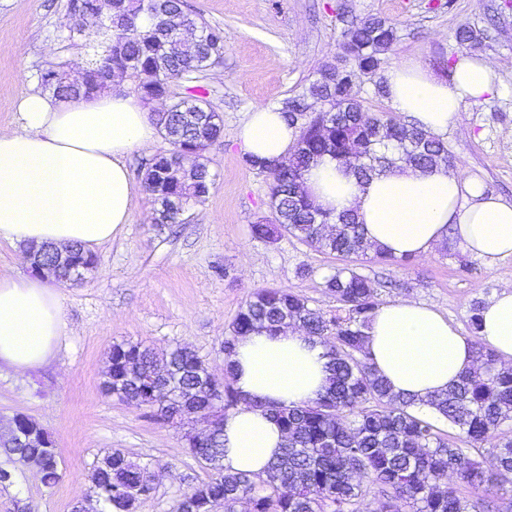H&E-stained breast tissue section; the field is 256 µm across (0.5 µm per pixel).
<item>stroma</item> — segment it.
I'll list each match as a JSON object with an SVG mask.
<instances>
[{"label":"stroma","mask_w":512,"mask_h":512,"mask_svg":"<svg viewBox=\"0 0 512 512\" xmlns=\"http://www.w3.org/2000/svg\"><path fill=\"white\" fill-rule=\"evenodd\" d=\"M203 20L224 29V60L199 78L224 130L208 153L214 184L186 223L158 227L154 205L138 190L129 224L95 251L97 265L62 289L66 334L55 365L38 385L0 379V422L26 416L47 431L61 478L47 486L16 462L13 484L0 486V512H87L91 473L108 451L121 450L157 474L136 512H174L177 500L208 471L186 451L181 429L153 420L146 408L106 395L102 383L113 344L140 342L164 352L186 345L215 375L224 373L221 342L240 306L259 288H287L312 307L335 313L324 278L341 261L292 238L269 244L251 235L270 219L265 178L244 166L237 132L248 112L278 106L315 78L339 52L351 17L376 14L395 22L399 39L388 64L413 59L447 76L461 51L463 23L483 32L482 58L499 64L503 91L465 103L442 138L458 160L457 175L479 179L486 192L512 199V0H187ZM68 0H0V129L11 128L20 96L40 89L41 72L73 56L85 41L66 40ZM307 267L299 277V267ZM358 270L381 284L379 299L410 297L467 331L474 302L488 301L512 256L488 265L448 238L405 270L363 258Z\"/></svg>","instance_id":"1"}]
</instances>
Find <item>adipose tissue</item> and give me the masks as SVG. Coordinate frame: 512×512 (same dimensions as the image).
Instances as JSON below:
<instances>
[{
  "label": "adipose tissue",
  "instance_id": "adipose-tissue-1",
  "mask_svg": "<svg viewBox=\"0 0 512 512\" xmlns=\"http://www.w3.org/2000/svg\"><path fill=\"white\" fill-rule=\"evenodd\" d=\"M383 77L394 111L435 134L457 122L464 101H487L499 89L496 66L465 52L447 79L411 59ZM296 137L274 106L253 109L238 132L244 152L259 159L286 157ZM157 138L138 97L103 92L59 100L28 92L13 127L0 130V242L92 250L111 241L135 206L125 158ZM304 186L323 209L356 211L366 243L392 257L422 258L451 233L488 264L512 256V200L485 193L444 166L421 171L401 164L362 183L326 156L305 173ZM68 285L53 276L0 277V372L28 378L55 361L65 330L61 290ZM481 318L474 339L441 312L404 298L376 310L367 348L395 394L425 399L473 369L475 342L512 362L511 279ZM327 363L323 347L294 326L238 338L230 372L244 403L224 420L225 471L263 473L284 435L255 403L314 401L328 385Z\"/></svg>",
  "mask_w": 512,
  "mask_h": 512
}]
</instances>
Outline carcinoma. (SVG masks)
I'll list each match as a JSON object with an SVG mask.
<instances>
[{
	"label": "carcinoma",
	"mask_w": 512,
	"mask_h": 512,
	"mask_svg": "<svg viewBox=\"0 0 512 512\" xmlns=\"http://www.w3.org/2000/svg\"><path fill=\"white\" fill-rule=\"evenodd\" d=\"M455 39L467 49L480 44V35L467 25L458 27ZM397 40L396 24L385 18L352 20L341 33L337 62L323 64L300 94L282 102L281 112L298 132L288 158L258 162L243 157L246 167L266 177L272 214L271 220L252 225L254 238L273 243L286 234L345 259L367 253L355 215L327 212L305 190L304 173L325 155L342 161L359 180L389 170L393 151L421 169L456 167L440 136L396 116L365 112L351 97L357 76L377 75ZM224 47V28L188 12L186 0H117L112 26L99 30L93 46L96 56L88 64L108 49L114 76L136 79L143 100L165 102L156 122L171 149L150 159L143 172L158 224L184 223L180 205L190 211L209 194L206 153L221 139L223 120L191 82L222 61ZM51 74H64L63 66L40 76L54 96H93L91 89L52 80ZM175 80L189 84L187 91H175ZM95 265L92 253L74 245L57 275L73 281ZM325 288L339 304L333 315L288 289L254 291L221 344L228 364L239 336L256 329L276 334L297 325L329 359L330 383L315 401L256 405L275 418L285 435L281 455L258 476L224 471V417L241 403L229 378L215 377L184 346L166 353L161 370L152 349L132 342L112 345L105 394L145 406L167 423H208L207 436L185 433L187 448L205 464L208 479L191 487L175 512H236L243 499L250 512H362L371 486L385 499L386 512H399L401 504L410 512H477L478 502L461 496L456 482L494 491L500 500L496 512H512V439L501 436L502 427L512 425V367L477 345L476 368L446 393L427 400L433 414H423L415 400L395 395L371 363L366 330L380 305L375 283L347 264L326 278ZM440 422L458 430L459 442L448 440ZM486 451L493 457L490 468L482 461ZM0 455L7 463L36 464L46 485L61 477L53 440L26 417L0 437ZM91 482L104 512H135L154 490L149 466L118 449L97 462Z\"/></svg>",
	"instance_id": "obj_1"
}]
</instances>
